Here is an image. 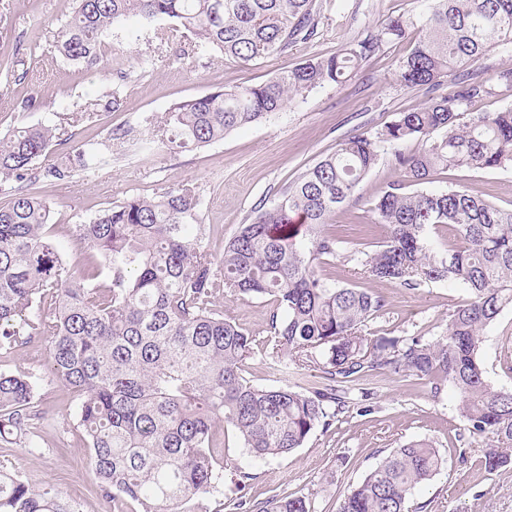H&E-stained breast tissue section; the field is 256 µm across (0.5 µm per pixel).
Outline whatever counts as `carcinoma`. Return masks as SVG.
Instances as JSON below:
<instances>
[{
	"label": "carcinoma",
	"instance_id": "cac0c4a2",
	"mask_svg": "<svg viewBox=\"0 0 512 512\" xmlns=\"http://www.w3.org/2000/svg\"><path fill=\"white\" fill-rule=\"evenodd\" d=\"M53 48L74 65L102 55L103 37L130 17L172 22L195 37V49L247 63L288 53L318 34L316 0H74ZM414 43L398 67L408 87L437 86L451 68L512 44V0H432L422 21L387 19L380 33L336 53L282 70L266 81L183 101L149 150L204 146L262 121L327 84H342L383 42ZM512 89V67L462 82L415 112H401L381 136L365 133L304 171L281 199L261 208L224 244L220 258L202 249L200 201L184 186L104 209L73 234L87 250L78 276L47 226L52 204L35 194L37 165L57 138L50 125L14 127L0 135V349L24 336L49 339L53 370L81 396L78 425L105 498L128 500L134 512H188L196 497L224 482L213 456L219 423L231 426L256 458L288 454L349 412L350 392L378 377H415L437 398L457 392V411L472 435L512 444V387L488 380L481 362L485 329L512 308V209L458 190L407 191L390 184L372 211L387 228L381 248L366 255L369 275L402 288L446 281L468 294L434 342L365 333L385 307L382 296L336 287L317 273L336 254V237L321 227L350 200L377 164L380 143L422 142L394 154L410 182L439 169L512 166V108L463 121L473 100ZM455 232L441 250L431 230ZM275 298L270 329L276 357L313 368L320 382L256 387L243 376L254 339L213 309L224 290ZM50 311L42 317V309ZM34 385L24 373L0 372V441L38 450ZM512 464L496 449L482 461L491 474ZM447 458L427 438L391 450L338 497L337 512H408L413 491L434 479ZM0 512H80L77 503L36 489L0 469ZM246 512H311L304 496L273 498Z\"/></svg>",
	"mask_w": 512,
	"mask_h": 512
}]
</instances>
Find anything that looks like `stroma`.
I'll return each instance as SVG.
<instances>
[{
  "mask_svg": "<svg viewBox=\"0 0 512 512\" xmlns=\"http://www.w3.org/2000/svg\"><path fill=\"white\" fill-rule=\"evenodd\" d=\"M318 34L288 54L249 63L224 59L218 52L197 54L194 37L169 30L168 21L143 24L131 18L106 33L107 53L97 63L73 65L54 52L53 42L70 14L72 0H7L0 15V63L27 68L20 84L0 82V133L17 125L46 124L64 129L67 139L52 147L50 161L73 158L70 177L40 179L34 189L54 208L53 240L72 267L82 262V249L70 229L89 223L101 210L127 199L154 197L184 185L200 198L198 221L210 227L204 247L222 255L224 243L249 223L258 207L272 206L309 167L333 153L354 135H377L399 113L413 112L432 99L452 96L462 78H490L512 66V46L500 45L480 59L449 70L439 86L408 87L398 77V62L412 42L383 43L363 60L347 82L327 84L304 99L203 147L149 152L162 117L173 104L241 85H256L275 71L326 57L341 47L378 34L391 15L422 18L430 0H319ZM36 97L35 109L20 102ZM120 98L112 107V98ZM393 144L382 143L376 166L359 183L353 197L332 213L325 232L337 239L336 254L319 264V274L336 286L368 288L384 297V311L369 322L373 336H443L449 313L467 297L444 281H425L408 289L373 279L362 264L387 236L371 210L389 184L402 180L392 162ZM429 189L467 191L503 208H512V168H457L432 174ZM217 310L257 339L245 362L250 384L271 387L284 376L272 366L266 347L275 305L269 296L218 297ZM483 363L489 380L512 386V308L505 309L485 331ZM0 372L29 374L36 382L35 403L41 414L39 449L0 442V469L16 470L36 487L52 486L80 503L83 512H115L103 498L91 472L90 456L77 422L80 398L53 372L50 347L36 336L14 349L0 350ZM369 412L350 409L327 430L316 431L289 455L252 457L236 432L215 428L214 454L224 465L217 492L201 497L207 512H236L235 502L258 503L271 498L305 496L315 512H336V498L359 481L393 448L429 438L447 457L446 470L415 491L412 504L426 512H512V466L493 474L480 469L490 442L473 437L457 413L452 389L432 397L424 381L378 380L370 386ZM249 473L245 487L235 471Z\"/></svg>",
  "mask_w": 512,
  "mask_h": 512,
  "instance_id": "stroma-1",
  "label": "stroma"
}]
</instances>
